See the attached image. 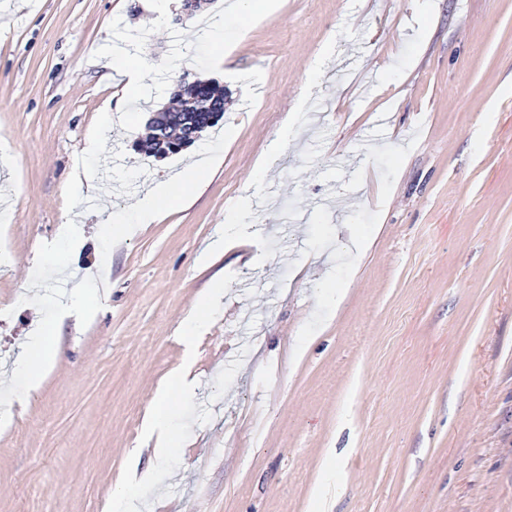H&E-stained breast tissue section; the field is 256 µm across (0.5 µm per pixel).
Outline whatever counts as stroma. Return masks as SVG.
<instances>
[{
  "instance_id": "stroma-1",
  "label": "stroma",
  "mask_w": 512,
  "mask_h": 512,
  "mask_svg": "<svg viewBox=\"0 0 512 512\" xmlns=\"http://www.w3.org/2000/svg\"><path fill=\"white\" fill-rule=\"evenodd\" d=\"M276 2L215 0L205 30L156 24L149 0H0V512H104L149 469L136 512H512V0ZM108 45L151 62L138 99L97 65ZM194 77L232 100L192 204L72 251L65 274L36 264L65 215L93 234L99 197L124 210L179 169L134 144ZM232 218L240 239L198 263ZM219 270L196 389L174 400L184 445L159 461L145 409ZM80 280L99 310L64 320L29 391L25 335Z\"/></svg>"
}]
</instances>
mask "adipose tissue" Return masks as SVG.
<instances>
[{
	"instance_id": "ef3b65f1",
	"label": "adipose tissue",
	"mask_w": 512,
	"mask_h": 512,
	"mask_svg": "<svg viewBox=\"0 0 512 512\" xmlns=\"http://www.w3.org/2000/svg\"><path fill=\"white\" fill-rule=\"evenodd\" d=\"M205 175V168L188 166L184 171L171 175L165 187L150 190L144 197L137 199L130 206L128 215L118 216L111 210H101L99 235L116 241L126 239L132 234L134 225L154 222L163 209L184 206L197 193ZM223 294L224 275L218 272L213 275L207 293L197 300L181 323L180 339L185 348L183 364L157 387L144 414L143 431L146 436L157 437L160 453L172 454L182 446L183 428L173 421L172 399L177 395L188 396L192 390L190 373L194 365L196 344L211 318L215 303ZM57 332L56 324L42 327L38 336L32 337L20 355L16 374L24 378L28 385L37 384L44 362L55 353Z\"/></svg>"
}]
</instances>
